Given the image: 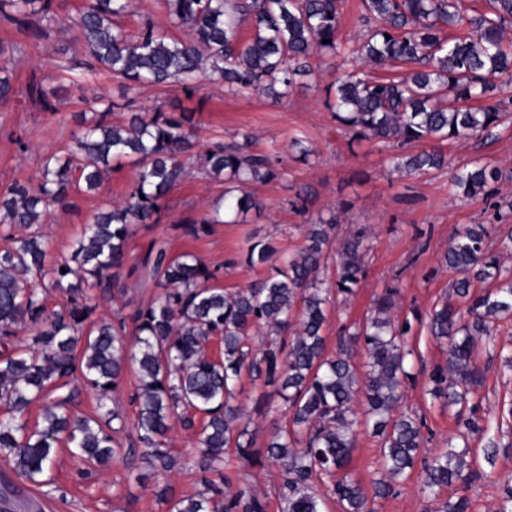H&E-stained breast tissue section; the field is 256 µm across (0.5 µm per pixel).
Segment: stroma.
Returning <instances> with one entry per match:
<instances>
[{"instance_id":"1","label":"stroma","mask_w":512,"mask_h":512,"mask_svg":"<svg viewBox=\"0 0 512 512\" xmlns=\"http://www.w3.org/2000/svg\"><path fill=\"white\" fill-rule=\"evenodd\" d=\"M1 40L17 44L20 52L14 66L15 95L0 105V189L17 180L36 181L46 155L67 151L82 116L108 104L113 107L109 116L113 123L122 122L133 112L191 109L197 122L194 141L198 149L231 141L243 131L252 135L251 152L274 154L280 159V176L252 187L263 201V209L241 215L234 224L212 225L208 234L198 238L185 235L182 223L210 211L223 196L225 185L189 169L170 191L160 223L141 225L128 242L125 263L114 284L92 290L96 316L108 317L117 309L128 312L156 296V289L141 286L138 268L154 241L165 243L176 255L200 256L216 269L217 285L233 291L266 275L264 268L245 264L247 237L292 254L303 243L306 225L319 218L336 217V232L342 236L367 226L370 237L365 276L355 295L327 307V348L335 350L342 324L364 320L374 298L387 288L397 287L393 315L411 322L409 344L416 353V380L408 386L401 408L422 414L426 420L420 458H431L447 448L456 421L441 401L430 399L426 382L433 369L445 363L448 345L429 336L422 320L451 292L456 273L448 269L443 256L463 226L486 225L492 249L504 253L506 266L512 268V253L506 251L512 241V210L493 218L485 202L457 199L453 186V177L463 166L476 160L489 162L503 171L502 179L492 186L495 200L505 204L512 201V103L507 105L502 123L487 138L441 143L447 166L403 176L391 170L389 144L353 139L325 105L327 88L344 64L343 55L312 58V74L275 104L265 94L232 93L207 80L201 81L199 92L190 98L175 86H145L126 94L118 80L98 67L84 71L80 85H73L62 65L86 61L87 55L75 32L60 30L46 21L39 29L28 31L0 22ZM33 80L46 91H57L60 113L45 111L29 97L27 85ZM62 114L67 117L63 124L58 121ZM295 138L312 149L309 161L300 160L292 147ZM132 180L131 167L110 171L101 193L75 196L73 209L54 213L41 226L48 254L69 253L94 209L105 200H122ZM298 194L306 199L302 213L291 206ZM477 365L483 384L473 392V400L481 401L488 410L512 401V375L504 374L502 357L483 353ZM236 402L251 420L256 449H263L271 425L280 418L278 397L262 381L245 375ZM357 431L359 443L346 471L366 484L378 468L379 445L370 428L361 424ZM143 468L140 457L121 455L89 470L67 451H59L42 512H167V504L136 482L135 476ZM224 477L233 489L250 484L265 497L267 512H281L282 472L277 464L264 460L246 467L230 451L224 456ZM507 480L512 481V456L502 455L470 488L471 512H497L500 486ZM438 501L422 493L419 475L414 472L397 483L393 496L376 500L373 509L436 512Z\"/></svg>"}]
</instances>
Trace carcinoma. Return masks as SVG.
<instances>
[{"label":"carcinoma","mask_w":512,"mask_h":512,"mask_svg":"<svg viewBox=\"0 0 512 512\" xmlns=\"http://www.w3.org/2000/svg\"><path fill=\"white\" fill-rule=\"evenodd\" d=\"M362 0L360 42L348 48V62L333 83L327 103L334 119L355 140L377 139L403 150L415 143L478 139L497 127L505 113L496 105L475 106L488 91L508 89L512 102V0ZM344 0H161L170 26L180 39L146 19L134 30L120 24L129 0H84L73 21L86 54L118 79L126 90L179 83L186 92L200 78L221 82L237 93L259 91L277 101L310 72L313 56L340 49ZM53 0H0V20L29 30L55 19ZM251 25L252 35L240 31ZM15 44L0 43V103L11 100ZM400 68L397 77L372 70ZM29 93L44 109L59 112L56 93L39 83ZM452 103L440 105V96ZM112 106L85 120L72 136L65 155L44 158L39 179L14 182L0 191V461L29 487L50 484L47 474L61 446L83 464L105 465L123 450L117 435L136 434L129 448L141 450L148 471L135 480L150 488L169 512H265V501L251 488L231 490L224 480V453L229 448L247 462L260 457L282 468V512H324V496L313 483L332 479L330 496L343 512H369V498L393 494L398 479L414 469L422 447L424 422L398 412L413 374L406 359L413 354L407 335L411 324L391 317L397 288H388L362 323L341 328L336 352L326 349V306L332 298L355 294L365 274L367 232L358 228L336 239V217L305 225L302 246L280 257L271 245L247 243L250 266L268 268L260 282L226 291L213 284L216 270L193 254L171 255L153 244L142 262V284L161 289L145 305L110 319H91L96 310L89 290L106 288L124 264L128 241L142 224H157L169 192L187 175L182 157L196 158L205 176L232 184L223 205L183 225L193 237L209 225L228 223L221 215L239 216L263 202L249 186L278 176L271 157L248 151L242 141L216 143L193 154L194 122L180 112L132 114L124 123L106 120ZM134 167L131 188L116 203L103 202L91 215L69 255L48 259L40 225L56 211L75 207L73 191L95 193L112 164ZM393 169L416 173L440 168L437 149L392 156ZM502 177L499 167L476 162L463 167L454 185L463 199H482L493 217L501 205L491 201V185ZM22 229L16 234L14 230ZM336 275L328 285L320 271L328 259ZM445 263L459 274L453 293L466 311L445 301L428 316V333L448 342V360L429 377V394L455 407L456 438L462 450L432 457L420 472L422 492L437 496L454 483L468 484L484 474L470 456L471 435L479 427L478 405L467 386L482 374L475 358L497 322L512 315V270L503 266L488 244L483 224L458 232ZM496 282L482 294L474 282ZM67 294L66 308L50 311L47 288ZM263 328L260 345L253 329ZM21 330L31 342L18 347ZM223 344L209 354L214 339ZM363 354L365 362L355 358ZM134 368L131 401L136 419L127 424L117 409L106 407ZM263 379L289 415L286 427L274 426L261 451L254 449L250 422L232 405L243 371ZM79 379L101 403L93 416L67 408L74 393H61ZM362 395L366 425L379 438L382 476L365 487L344 470L357 445L353 403ZM43 401L40 421L28 428L25 415ZM204 419L196 429L195 417ZM174 423L197 436L199 454L176 456L166 442ZM201 474L204 490L174 498L168 485L155 481L174 469ZM214 474L218 479H210ZM36 501L11 481L0 482V512H31Z\"/></svg>","instance_id":"1"}]
</instances>
